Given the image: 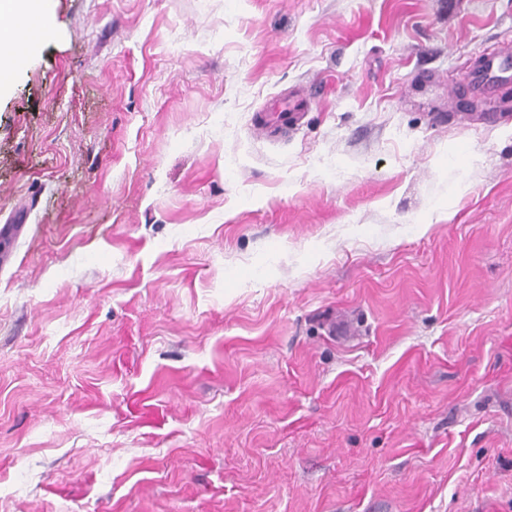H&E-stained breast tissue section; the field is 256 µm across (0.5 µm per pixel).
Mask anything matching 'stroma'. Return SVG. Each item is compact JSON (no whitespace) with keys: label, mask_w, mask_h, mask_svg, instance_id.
I'll list each match as a JSON object with an SVG mask.
<instances>
[{"label":"stroma","mask_w":512,"mask_h":512,"mask_svg":"<svg viewBox=\"0 0 512 512\" xmlns=\"http://www.w3.org/2000/svg\"><path fill=\"white\" fill-rule=\"evenodd\" d=\"M52 2L0 94V512H512V115L462 80L512 0ZM296 104L288 99H280L274 102L270 107V112H262L259 115V121L262 126L272 132H282L288 129L289 121H297L302 117V112H291L288 116V110H292ZM270 113V114H268Z\"/></svg>","instance_id":"stroma-1"}]
</instances>
